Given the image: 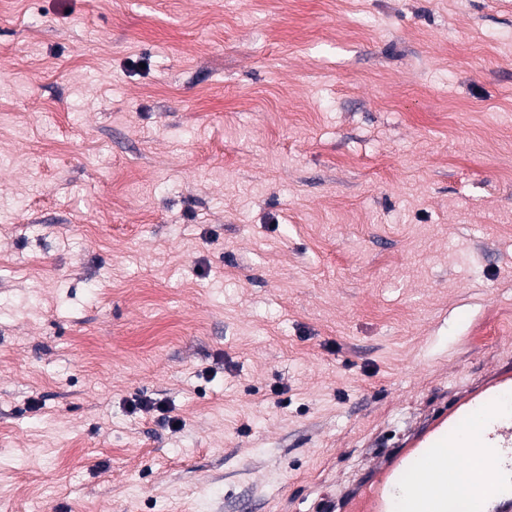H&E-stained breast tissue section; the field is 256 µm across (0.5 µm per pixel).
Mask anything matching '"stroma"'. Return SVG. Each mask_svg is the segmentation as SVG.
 <instances>
[{"label":"stroma","instance_id":"stroma-1","mask_svg":"<svg viewBox=\"0 0 512 512\" xmlns=\"http://www.w3.org/2000/svg\"><path fill=\"white\" fill-rule=\"evenodd\" d=\"M506 364L512 0H0V512H312Z\"/></svg>","mask_w":512,"mask_h":512}]
</instances>
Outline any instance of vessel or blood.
<instances>
[{
    "mask_svg": "<svg viewBox=\"0 0 512 512\" xmlns=\"http://www.w3.org/2000/svg\"><path fill=\"white\" fill-rule=\"evenodd\" d=\"M512 395V367L503 366L478 385L461 390L391 455L339 498L321 500L319 512H448V491L458 468L448 451L461 438L481 449L484 469L475 478L471 512H512V415L500 407ZM420 469L424 486L396 499L397 484Z\"/></svg>",
    "mask_w": 512,
    "mask_h": 512,
    "instance_id": "obj_1",
    "label": "vessel or blood"
}]
</instances>
